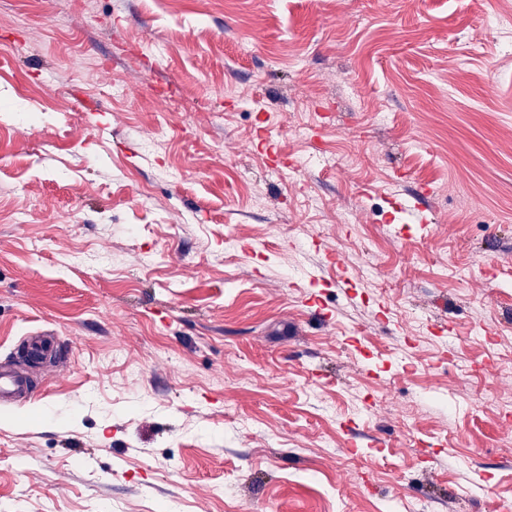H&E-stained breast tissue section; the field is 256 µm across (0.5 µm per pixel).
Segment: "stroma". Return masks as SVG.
<instances>
[{
    "mask_svg": "<svg viewBox=\"0 0 512 512\" xmlns=\"http://www.w3.org/2000/svg\"><path fill=\"white\" fill-rule=\"evenodd\" d=\"M493 16L0 0V362L72 343L0 405V512L512 503Z\"/></svg>",
    "mask_w": 512,
    "mask_h": 512,
    "instance_id": "1",
    "label": "stroma"
}]
</instances>
